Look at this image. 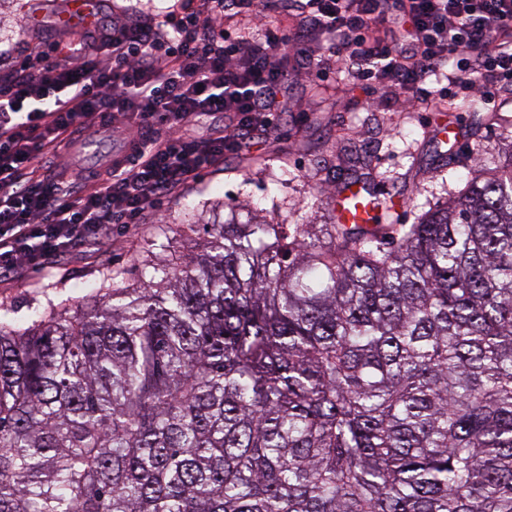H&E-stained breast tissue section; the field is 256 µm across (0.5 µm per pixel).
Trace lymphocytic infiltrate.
<instances>
[{
	"instance_id": "lymphocytic-infiltrate-1",
	"label": "lymphocytic infiltrate",
	"mask_w": 512,
	"mask_h": 512,
	"mask_svg": "<svg viewBox=\"0 0 512 512\" xmlns=\"http://www.w3.org/2000/svg\"><path fill=\"white\" fill-rule=\"evenodd\" d=\"M208 14L164 22L162 31L127 24L97 42L61 49L76 67L51 63L0 83V274L36 264L112 225L138 223L227 153L238 152L280 111L288 64L301 63L312 84L331 70L350 72L363 89L391 87L411 111L430 112L447 94L472 102L512 88V0H207ZM301 14L287 34L280 13ZM248 17L229 31L224 20ZM456 59L451 89L429 79ZM221 112L224 126L202 141L182 130ZM122 119L130 133L123 156L70 180L37 175L41 161L102 125Z\"/></svg>"
}]
</instances>
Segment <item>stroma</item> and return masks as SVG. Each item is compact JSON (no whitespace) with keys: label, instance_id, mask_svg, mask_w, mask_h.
<instances>
[{"label":"stroma","instance_id":"35a3bbf8","mask_svg":"<svg viewBox=\"0 0 512 512\" xmlns=\"http://www.w3.org/2000/svg\"><path fill=\"white\" fill-rule=\"evenodd\" d=\"M62 0H5L0 6V78L22 65L40 68L53 61L51 47L78 39V32L29 23L33 9L52 15ZM201 9L200 0H102L104 22L132 18L159 25L181 7ZM363 90L344 74L315 89L297 74L288 76V110L263 136L261 150L225 156L204 169L179 193L162 198L143 223L116 224L110 236L75 244L40 266L0 274V310L26 322L34 309L91 298L107 271L120 269L129 282L140 272L134 259L190 253L194 243L179 235L184 208L199 214L238 203L288 224L331 221V189L343 176L365 175L380 198L402 202L397 220L410 223L418 211L458 194L477 159H512V92L491 103L497 118L474 135L471 115L445 99L444 113L412 112L398 91L383 89L367 104ZM122 130L101 131L78 148L79 164H106L123 145Z\"/></svg>","mask_w":512,"mask_h":512}]
</instances>
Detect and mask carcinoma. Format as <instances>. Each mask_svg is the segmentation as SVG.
<instances>
[{
  "instance_id": "1",
  "label": "carcinoma",
  "mask_w": 512,
  "mask_h": 512,
  "mask_svg": "<svg viewBox=\"0 0 512 512\" xmlns=\"http://www.w3.org/2000/svg\"><path fill=\"white\" fill-rule=\"evenodd\" d=\"M200 229L0 314V512H512V157L410 224Z\"/></svg>"
}]
</instances>
